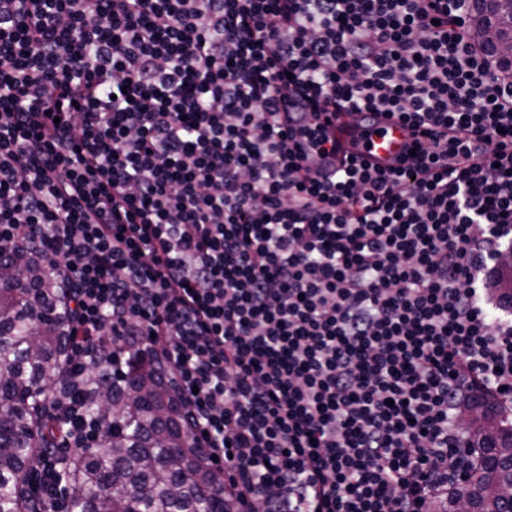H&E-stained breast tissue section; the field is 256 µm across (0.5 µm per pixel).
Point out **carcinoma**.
<instances>
[{
    "label": "carcinoma",
    "instance_id": "1",
    "mask_svg": "<svg viewBox=\"0 0 512 512\" xmlns=\"http://www.w3.org/2000/svg\"><path fill=\"white\" fill-rule=\"evenodd\" d=\"M493 17L512 32V0H495ZM19 275L0 288V512H42L27 491L36 457L70 436L68 419L45 390L63 380L72 341L65 289L37 254L18 258ZM81 414L112 417L99 446L63 457L48 477L65 487V512H238L224 496V475L190 435L168 370L131 355L128 373L109 384L89 373ZM483 418L469 426L480 463L464 460L473 512H512V410L479 400ZM212 495H205V491Z\"/></svg>",
    "mask_w": 512,
    "mask_h": 512
}]
</instances>
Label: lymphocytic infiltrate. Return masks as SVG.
<instances>
[{
	"instance_id": "obj_1",
	"label": "lymphocytic infiltrate",
	"mask_w": 512,
	"mask_h": 512,
	"mask_svg": "<svg viewBox=\"0 0 512 512\" xmlns=\"http://www.w3.org/2000/svg\"><path fill=\"white\" fill-rule=\"evenodd\" d=\"M472 2L0 0V254L71 298L55 405L135 352L246 512L446 497L474 397L512 404V69ZM325 112L421 140L316 175ZM104 429L72 417L31 489Z\"/></svg>"
}]
</instances>
